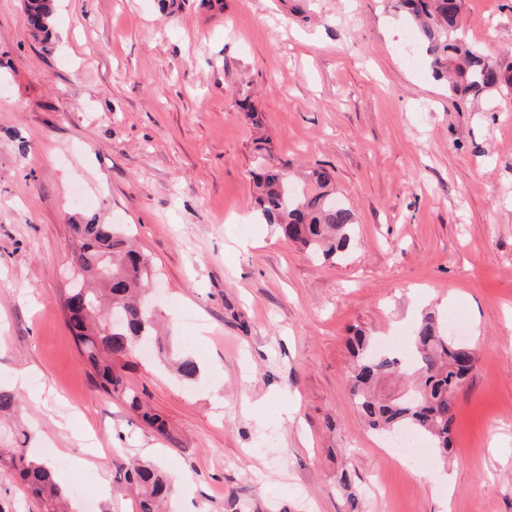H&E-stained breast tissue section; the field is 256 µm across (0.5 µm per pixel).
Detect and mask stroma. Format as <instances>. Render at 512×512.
<instances>
[{
	"instance_id": "stroma-1",
	"label": "stroma",
	"mask_w": 512,
	"mask_h": 512,
	"mask_svg": "<svg viewBox=\"0 0 512 512\" xmlns=\"http://www.w3.org/2000/svg\"><path fill=\"white\" fill-rule=\"evenodd\" d=\"M461 33L512 67V0H463ZM260 136L296 180L332 172L356 220L336 258L261 219ZM91 218L131 229L164 345L199 363L187 383L125 360L165 434L96 388L64 322ZM428 310L477 363L452 458L420 469L359 415L348 339L401 353ZM0 385L98 512H137L132 461L190 475L168 512H345L344 469L363 512H512V95L454 102L394 0H56L46 51L0 0Z\"/></svg>"
}]
</instances>
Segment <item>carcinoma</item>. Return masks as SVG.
<instances>
[{
	"label": "carcinoma",
	"mask_w": 512,
	"mask_h": 512,
	"mask_svg": "<svg viewBox=\"0 0 512 512\" xmlns=\"http://www.w3.org/2000/svg\"><path fill=\"white\" fill-rule=\"evenodd\" d=\"M461 4L462 0H396V7L417 28L433 73L452 77L453 96L468 101L512 88L511 75L458 36ZM24 8L33 35L48 41L54 0H24ZM254 151L251 177L262 219L285 238L324 257L346 250L354 238V214L333 198L332 173L316 169L308 174L309 186L297 189L290 182L288 163L273 162L266 141H257ZM70 231L74 281L61 301L65 323L99 389L123 395L138 419L163 433L164 422L125 385L123 367L116 364L157 336V314L145 298L155 279L154 267L120 224L88 221L70 225ZM112 307L124 311L123 324L109 326ZM349 348L355 358L350 393L368 427L385 437L421 435L439 459H448L456 393L476 365L472 346L446 335L439 315L429 311L422 315L412 348L404 356L372 351L370 337L362 332L349 338ZM158 355L174 361L182 380L193 382L199 376L193 357L161 348ZM16 404V394L0 386V467L14 471L45 512H64L70 488L55 479L53 466L30 452L31 435L6 420ZM125 472L139 512H161L160 503L169 492L166 476L134 462ZM338 484L349 490L346 512H360L351 475L341 473Z\"/></svg>",
	"instance_id": "1"
}]
</instances>
